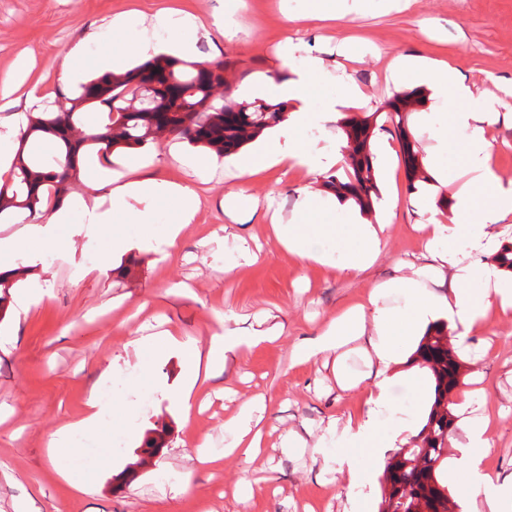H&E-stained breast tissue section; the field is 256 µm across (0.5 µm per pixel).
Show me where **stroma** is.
Wrapping results in <instances>:
<instances>
[{
    "instance_id": "35a3bbf8",
    "label": "stroma",
    "mask_w": 512,
    "mask_h": 512,
    "mask_svg": "<svg viewBox=\"0 0 512 512\" xmlns=\"http://www.w3.org/2000/svg\"><path fill=\"white\" fill-rule=\"evenodd\" d=\"M353 12L310 18L311 0H0V120L24 116L43 100L72 88L69 66L101 54L138 64L130 48L151 38L168 52L169 35L157 17H188L185 32L194 58L223 55L247 70L244 86L264 94L269 75L323 61L319 88L310 97L316 112L342 95L344 85L363 94L364 112L376 113L374 141L380 198L364 223L381 225L380 253L359 273L303 263L275 237L272 217L289 219L305 194L321 197L328 218L345 223L347 212L321 191L318 157L339 152L343 134L337 114L301 130L305 156L288 166L267 164L239 177L232 158L193 169L182 158L192 146L168 139L100 171L85 164L73 192L79 205L55 229V246L31 258L15 249L0 252V270L24 264L30 272L0 303V512H376L383 461L361 448L339 447L328 423L359 410L371 382L360 353L349 352L342 368L359 377L357 387L336 384L333 357L300 365L295 345L347 307L362 302L381 281L411 275L428 265L417 227L430 209L450 222L453 206L441 205L468 181L454 152L467 139L448 130L442 109L428 98L410 127L423 158H436L431 175L436 194L409 189L399 144L381 108L408 87L395 70L399 56L457 67L477 96L503 118L488 127L489 191L512 186V102L498 92L512 87V0H354ZM179 184L195 190L199 207L175 246L167 230L176 223L173 199L149 194L151 223L136 224L117 212L111 224L93 229L86 207L94 184ZM120 248H113L115 240ZM247 245L256 258L224 267ZM112 252L103 268L99 259ZM269 315L283 333L272 343L229 355L222 372L200 369L190 414L175 400L183 375L180 351L162 358L135 351L138 336L172 334L207 350L213 335L240 331ZM456 351L464 363L463 390L472 392L479 415L488 417V447L478 449L484 469L512 475V310L475 326ZM112 382V412L100 436L76 434L79 451L68 466L83 488L75 490L57 472L49 438L78 417L102 378ZM267 403L258 455H223L225 422L245 400ZM163 430V445L148 467L128 472L146 431ZM207 438L219 464L200 460L197 438ZM354 462L347 470L346 462ZM253 493L241 499L242 484Z\"/></svg>"
}]
</instances>
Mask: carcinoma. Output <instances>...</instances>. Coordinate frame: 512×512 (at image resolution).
I'll return each mask as SVG.
<instances>
[{"mask_svg":"<svg viewBox=\"0 0 512 512\" xmlns=\"http://www.w3.org/2000/svg\"><path fill=\"white\" fill-rule=\"evenodd\" d=\"M203 63L213 66L209 80L195 86L182 109H171L168 82L193 84L196 66ZM249 74L229 56L192 61L159 53L125 72L95 74L70 95L45 103L39 112L25 113L10 174L0 182V223L20 215L36 222L49 214L71 193L90 155L110 168L125 155L170 136L218 158L237 153L283 123L291 110L290 102L282 100L240 102L232 95L222 102L210 100L213 87L234 92ZM426 101L423 90L413 89L394 94L384 105L412 189L432 179L409 128L410 116ZM373 118L337 121L346 142L341 149L343 172H330L321 180L324 192L351 202L362 213L372 212L380 199L371 152ZM491 261L512 275V238L502 241ZM26 272L25 266L0 272V288H12ZM410 363L430 375L433 392L412 448H399L386 461L378 512H399L402 506L405 512H452L445 452L455 417L448 396L460 386L463 364L448 341L447 323L428 327Z\"/></svg>","mask_w":512,"mask_h":512,"instance_id":"cac0c4a2","label":"carcinoma"}]
</instances>
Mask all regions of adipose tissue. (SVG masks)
Segmentation results:
<instances>
[{
	"label": "adipose tissue",
	"instance_id": "ef3b65f1",
	"mask_svg": "<svg viewBox=\"0 0 512 512\" xmlns=\"http://www.w3.org/2000/svg\"><path fill=\"white\" fill-rule=\"evenodd\" d=\"M399 66L408 79L434 84L447 98L449 129L469 130L467 141L457 148V156L472 175L470 187L455 197L456 223L444 224L434 219L421 225L424 248L432 258L428 268L416 269L409 277L376 284L366 301L341 311L322 326L313 339L295 346L292 353L294 362L303 363L326 353L343 354L350 344L361 343L373 378L366 409L363 414L348 417L343 422H329L328 427L335 431L339 445H358L372 458L384 448L409 447L414 436V429L406 418H395L387 426L381 421L382 413L393 407L401 347L412 343L420 330L438 319L457 320L468 330L480 323L490 310L512 307V290L501 287L498 269L480 260L497 239L499 221L512 213V189H501L493 194L486 191L490 143L485 129L492 124L493 117L488 112L473 111L474 91L456 68L448 65L423 67L406 60L400 61ZM320 72V63L312 60L302 72L280 75L274 89L293 104L288 127L279 140L271 142L247 162L242 175L251 174L269 161L284 162L305 154V145L294 130L320 120L319 113L306 107L309 94L318 85ZM304 212L305 220L274 227L289 254L303 262L335 265L347 272L364 270L373 263L380 241L369 225L321 220L320 209L310 197L305 200ZM328 240L335 241L337 253L324 250L323 244ZM392 290L402 295L403 307L384 304V296ZM281 334V329L275 325L257 327L240 336L214 335L204 352L196 346H186L190 378L178 397L179 405L184 411H191L200 365L211 369L223 367L228 353L274 341ZM266 410V402L261 397L241 404L237 414L227 422L234 435L231 450L242 448L251 452L258 448L260 423ZM109 411V406L98 395H90L82 416L57 429L50 438V447L58 455H68L72 436L95 431Z\"/></svg>",
	"mask_w": 512,
	"mask_h": 512
}]
</instances>
